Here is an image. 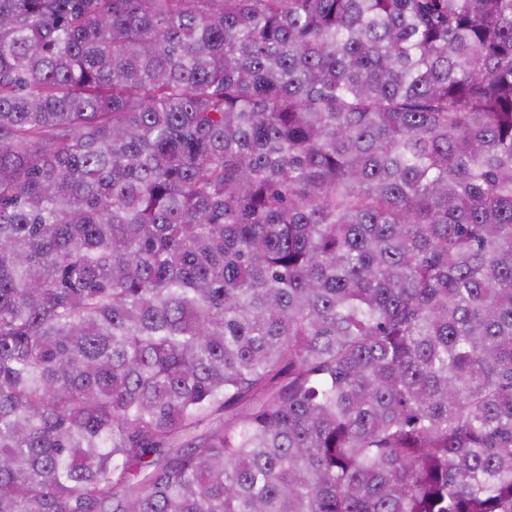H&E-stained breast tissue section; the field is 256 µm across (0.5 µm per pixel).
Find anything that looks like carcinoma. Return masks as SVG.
Masks as SVG:
<instances>
[{"instance_id": "obj_1", "label": "carcinoma", "mask_w": 512, "mask_h": 512, "mask_svg": "<svg viewBox=\"0 0 512 512\" xmlns=\"http://www.w3.org/2000/svg\"><path fill=\"white\" fill-rule=\"evenodd\" d=\"M0 512H512V0H0Z\"/></svg>"}]
</instances>
